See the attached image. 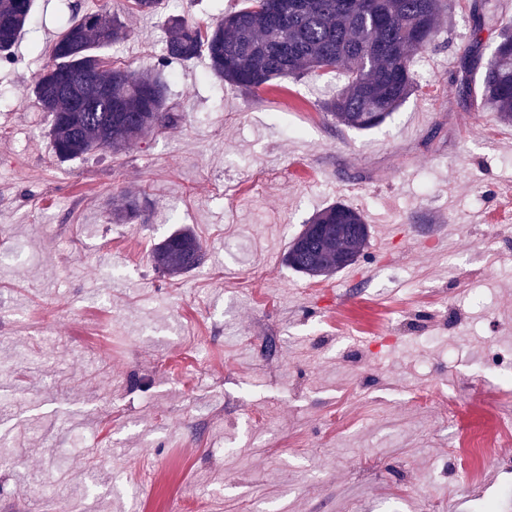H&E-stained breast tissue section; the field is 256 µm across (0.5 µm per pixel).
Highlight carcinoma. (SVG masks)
<instances>
[{"mask_svg": "<svg viewBox=\"0 0 512 512\" xmlns=\"http://www.w3.org/2000/svg\"><path fill=\"white\" fill-rule=\"evenodd\" d=\"M35 0H0V59L8 60L31 20ZM284 0H246L214 25L179 19L170 28L163 67L203 57L224 82L256 94L278 78L337 73L343 85L321 104L339 125L367 130L382 124L416 89L411 59L425 52L438 33V19L452 0H305V8L279 23ZM106 24L91 23L93 16ZM474 30L497 28L488 57L474 43L465 63L484 69L483 108L512 123V22L502 20L492 0H474ZM123 24L107 9L74 16L55 43L50 62L35 77L32 94L51 117L49 137L62 161L128 144L174 122L166 111L164 71L136 73L114 67L104 51L126 39ZM370 237L363 215L342 203L319 212L293 238L289 268L313 279L328 278L353 265ZM206 261V252L187 230L158 243L152 262L176 277Z\"/></svg>", "mask_w": 512, "mask_h": 512, "instance_id": "carcinoma-1", "label": "carcinoma"}]
</instances>
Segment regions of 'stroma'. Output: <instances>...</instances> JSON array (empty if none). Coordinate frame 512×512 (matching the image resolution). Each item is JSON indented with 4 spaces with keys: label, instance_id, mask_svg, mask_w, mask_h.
Returning <instances> with one entry per match:
<instances>
[{
    "label": "stroma",
    "instance_id": "stroma-1",
    "mask_svg": "<svg viewBox=\"0 0 512 512\" xmlns=\"http://www.w3.org/2000/svg\"><path fill=\"white\" fill-rule=\"evenodd\" d=\"M455 0L429 79L379 127L336 124V77L254 98L205 59L175 66L174 125L119 154L60 161L31 95L70 6L130 32L114 65L151 70L170 21L242 0H35L0 60V512H512V421L457 455L449 407L512 414V124L459 92L473 32ZM302 133H291L296 121ZM136 193L138 215L112 219ZM340 202L370 226L351 271L288 268L291 239ZM207 252L170 277L153 247ZM206 252L197 238L187 230H178L158 243L152 262L160 272L171 277L190 272L206 261Z\"/></svg>",
    "mask_w": 512,
    "mask_h": 512
}]
</instances>
